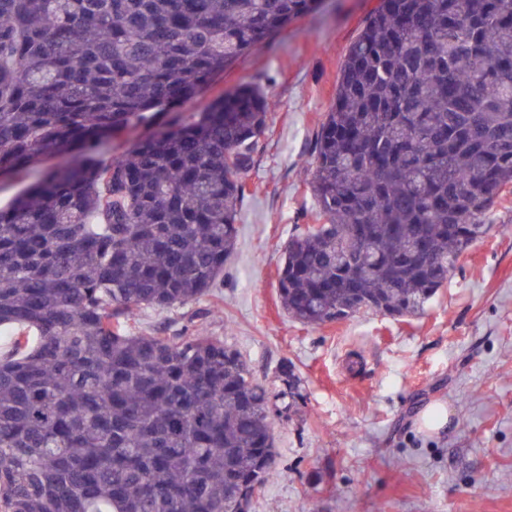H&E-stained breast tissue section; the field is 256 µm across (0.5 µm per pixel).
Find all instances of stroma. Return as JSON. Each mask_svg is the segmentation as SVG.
<instances>
[{"label":"stroma","instance_id":"1","mask_svg":"<svg viewBox=\"0 0 512 512\" xmlns=\"http://www.w3.org/2000/svg\"><path fill=\"white\" fill-rule=\"evenodd\" d=\"M377 3L321 0L190 104L201 111L254 82L275 102L214 297L143 310L138 327L170 332L191 318L273 390L283 367L299 377L302 397L274 418L277 460L249 512H512V194L419 316L305 326L277 295L284 245L314 206V135ZM436 405L449 414L440 432L423 426Z\"/></svg>","mask_w":512,"mask_h":512}]
</instances>
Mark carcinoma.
<instances>
[{
  "mask_svg": "<svg viewBox=\"0 0 512 512\" xmlns=\"http://www.w3.org/2000/svg\"><path fill=\"white\" fill-rule=\"evenodd\" d=\"M319 2L0 0V172L71 155L0 207V512H249L299 378L275 393L224 339L135 323L217 287L273 102L180 109ZM312 158L288 316L423 311L512 193V0H379Z\"/></svg>",
  "mask_w": 512,
  "mask_h": 512,
  "instance_id": "1",
  "label": "carcinoma"
}]
</instances>
